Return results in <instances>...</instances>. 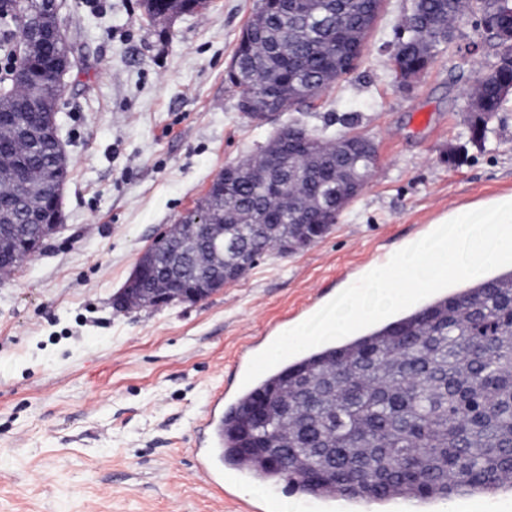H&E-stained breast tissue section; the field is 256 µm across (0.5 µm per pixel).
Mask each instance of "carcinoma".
<instances>
[{
	"label": "carcinoma",
	"mask_w": 512,
	"mask_h": 512,
	"mask_svg": "<svg viewBox=\"0 0 512 512\" xmlns=\"http://www.w3.org/2000/svg\"><path fill=\"white\" fill-rule=\"evenodd\" d=\"M148 15L192 12L203 0H144ZM457 0H416L423 20L447 28ZM381 0H294L288 12H273L268 0H257L254 17L263 19L261 33L237 44L234 57L238 87L266 94L283 80L327 89L336 75L326 66L322 47L336 43L345 59L352 47L338 41L337 13L353 30ZM44 0H0V58L5 76L19 65L31 72L32 86L55 90L48 68L50 50L20 61L18 40L30 36V23ZM406 62L416 63L423 49L436 47L404 39ZM313 144L295 149L302 175L276 199L283 223L274 234L261 232V216L270 203L269 182L260 160L241 163L243 179L224 196V233L208 246H192L180 258L190 275L206 273L212 251L224 252V265L244 252L279 251L300 206L310 204V219L340 214L349 204L346 182L329 185L321 173ZM54 147L36 134L18 145L29 161L23 180L0 181V199L16 221H23L25 191L41 188L52 170ZM349 174L369 178L375 163L355 152L346 160ZM274 390L287 410L263 427L246 414L256 397ZM288 449V467L280 468L242 449L257 437ZM224 462L250 471L265 482L286 480L314 495L337 491L365 503L392 498L420 501L448 499L460 493H486L512 488V267L475 280L462 290L440 294L407 314L338 343L326 342L282 363L245 392L224 418ZM336 449V464L324 463L319 449Z\"/></svg>",
	"instance_id": "carcinoma-1"
}]
</instances>
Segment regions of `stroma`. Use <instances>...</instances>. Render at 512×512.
I'll list each match as a JSON object with an SVG mask.
<instances>
[{"instance_id": "35a3bbf8", "label": "stroma", "mask_w": 512, "mask_h": 512, "mask_svg": "<svg viewBox=\"0 0 512 512\" xmlns=\"http://www.w3.org/2000/svg\"><path fill=\"white\" fill-rule=\"evenodd\" d=\"M256 0H205L148 21L144 0H63L74 45L58 101L71 161L63 229L0 275V512H466L464 495L335 508L232 471L227 499L196 472L197 421L235 378L240 350L312 316L422 238L448 211L512 194V95L473 139L469 90L497 57L473 16L401 86L391 53L413 0H383L354 69L313 102L259 122L227 72ZM351 117L340 127L339 117ZM374 141L377 168L330 233L263 257L208 301L112 307L141 254L226 165L258 156L280 124Z\"/></svg>"}]
</instances>
